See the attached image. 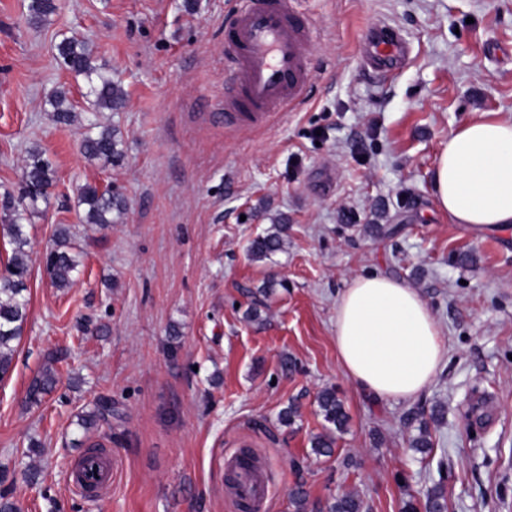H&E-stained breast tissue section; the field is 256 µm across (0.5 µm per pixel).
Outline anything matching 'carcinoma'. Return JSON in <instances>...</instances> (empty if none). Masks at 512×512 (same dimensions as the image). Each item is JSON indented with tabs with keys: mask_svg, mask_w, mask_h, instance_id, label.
Masks as SVG:
<instances>
[{
	"mask_svg": "<svg viewBox=\"0 0 512 512\" xmlns=\"http://www.w3.org/2000/svg\"><path fill=\"white\" fill-rule=\"evenodd\" d=\"M56 10V0H29L27 22L33 27H39ZM56 51L65 68L74 77L85 81L87 96L93 109L112 111L122 106L125 96L121 87L112 81V76L102 72L95 64L92 53L84 42L74 37H64L56 44ZM49 104L57 124L67 126L73 123L75 114L68 103L65 90L54 91L49 98ZM120 144L116 131L103 128L85 135L81 151L91 162L112 166L122 159ZM26 172L23 196L28 200L27 207L18 208L14 198L8 193L0 197V212L7 220L3 229L13 245V257L7 275L0 277V381L12 369L16 352L14 342L21 338L28 316L29 300L24 292L27 290L29 276L28 254L25 250L29 240L24 221L38 209V203L47 201L48 190L56 177L52 162L38 146L27 151ZM78 203L85 206V222L88 224H110V214L115 212L120 215L126 209V202L121 194L102 189L95 184H85L79 189ZM287 229L286 224H275L267 233L254 238L249 246L251 258L269 259L282 251ZM78 266L77 256L70 251L67 232L62 229L58 233L55 248L45 256V267L52 286L58 289L71 287ZM57 382V372L52 366H45L28 388L30 404H40ZM316 402L327 426L325 432L313 438L312 448L319 456H329L333 453L336 434L347 430L349 416L343 401L333 388L321 390ZM412 447L420 452L433 447L427 422L419 421L418 434L412 438ZM361 509V499L350 493L338 496L326 505V512H361ZM425 509L429 512H447V503L441 488L434 487L428 491Z\"/></svg>",
	"mask_w": 512,
	"mask_h": 512,
	"instance_id": "obj_1",
	"label": "carcinoma"
}]
</instances>
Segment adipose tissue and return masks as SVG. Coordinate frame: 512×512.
<instances>
[{
  "label": "adipose tissue",
  "mask_w": 512,
  "mask_h": 512,
  "mask_svg": "<svg viewBox=\"0 0 512 512\" xmlns=\"http://www.w3.org/2000/svg\"><path fill=\"white\" fill-rule=\"evenodd\" d=\"M433 186L452 223L478 232L512 224V120L485 117L452 131ZM335 340L344 374L381 401L416 398L447 352L419 291L377 274L352 278L339 295Z\"/></svg>",
  "instance_id": "adipose-tissue-1"
}]
</instances>
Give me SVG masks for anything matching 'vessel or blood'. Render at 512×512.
Wrapping results in <instances>:
<instances>
[{"label": "vessel or blood", "instance_id": "1", "mask_svg": "<svg viewBox=\"0 0 512 512\" xmlns=\"http://www.w3.org/2000/svg\"><path fill=\"white\" fill-rule=\"evenodd\" d=\"M312 44L311 28L295 12L293 0H238L233 20L224 26V51L233 72L232 93L224 101L225 124L258 125L277 107L302 104ZM363 53L374 69L390 72L403 64L407 47L398 32L382 26L371 29ZM98 465L88 481L105 492L112 486L111 456H103ZM85 482L75 479L71 485L80 490ZM270 488L259 469L242 478L237 493L242 501L261 503Z\"/></svg>", "mask_w": 512, "mask_h": 512}]
</instances>
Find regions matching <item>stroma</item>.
<instances>
[{"instance_id":"obj_1","label":"stroma","mask_w":512,"mask_h":512,"mask_svg":"<svg viewBox=\"0 0 512 512\" xmlns=\"http://www.w3.org/2000/svg\"><path fill=\"white\" fill-rule=\"evenodd\" d=\"M27 4L0 0V193L21 195L35 145L56 182L27 221L29 317L0 381V491L20 512H239L224 463L242 448L272 479L263 512H294L299 482L308 512L345 493L363 512H403L436 486L447 512H512V226L450 223L432 184L450 132L482 114L512 120V0H295L316 34L307 97L252 129L224 124L236 0H58L37 28ZM378 20L410 43L386 75L359 53ZM65 36L120 83L123 108L93 111L56 58ZM58 89L68 126L47 103ZM94 125L117 131L120 164L81 155ZM87 183L126 198L112 224L85 223ZM275 224L288 227L283 251L252 260ZM62 227L81 262L65 290L41 262ZM371 273L417 288L444 335V365L410 402L374 400L339 366L336 299ZM49 362L60 382L28 405ZM326 387L349 415L329 457L311 447ZM100 401L111 416L82 432ZM435 411L434 446L417 452L414 415ZM94 442L112 452L97 497L69 482ZM52 107L54 121L59 125H70L73 123L75 114L72 106L68 103L67 92L63 89L54 91L49 100Z\"/></svg>"}]
</instances>
